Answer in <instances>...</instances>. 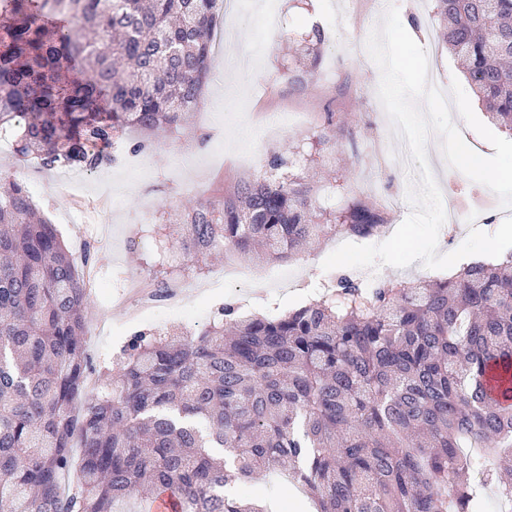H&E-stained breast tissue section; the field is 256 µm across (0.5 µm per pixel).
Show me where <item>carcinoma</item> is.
I'll use <instances>...</instances> for the list:
<instances>
[{"label":"carcinoma","instance_id":"carcinoma-1","mask_svg":"<svg viewBox=\"0 0 512 512\" xmlns=\"http://www.w3.org/2000/svg\"><path fill=\"white\" fill-rule=\"evenodd\" d=\"M217 0H0V129L45 169L106 161L120 127H175L210 72ZM441 40L512 132V0H435ZM323 31L300 51L317 63ZM77 65L65 79L61 63ZM326 215L295 175L257 178L183 215L196 261L219 247L284 261ZM354 201L332 227L368 237ZM90 288L27 187L0 194V512H267L225 492L280 462L317 512H478L512 502V254L455 277L367 289L275 317L224 306L201 334L133 336L87 390ZM502 380L491 388V371ZM483 450L481 465L462 452Z\"/></svg>","mask_w":512,"mask_h":512}]
</instances>
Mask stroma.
Segmentation results:
<instances>
[{
    "label": "stroma",
    "mask_w": 512,
    "mask_h": 512,
    "mask_svg": "<svg viewBox=\"0 0 512 512\" xmlns=\"http://www.w3.org/2000/svg\"><path fill=\"white\" fill-rule=\"evenodd\" d=\"M235 16H221L214 38L205 100L189 112L183 126L148 135L142 156L145 175L101 167L79 179L75 170L41 169L21 159L10 146L0 147V191L17 181L27 186L40 213L55 224L75 258H87L99 286L92 289L84 329L92 377L108 383L112 365L134 333L170 336L201 332L222 322L224 304L240 306L232 290L212 293L204 284L227 267L252 270L249 312L277 315L321 299L328 278L347 276L359 283L394 280L410 286L441 278L421 263L397 269L336 268L323 271V260L348 238L328 233L312 249L286 261L244 259L216 251L195 262L183 247L181 214L185 207L216 200L247 180L264 176L276 154L302 177L323 207L337 210L353 200L384 204L385 227L372 243L386 241L408 216L406 191L417 174L412 163L397 164L387 139L388 116L374 90L380 71L365 49L387 5H395L403 26L426 50L429 75L443 86L462 78L463 68L439 42L434 0H280L283 26L267 37L263 0H239ZM322 20L324 42L316 65L297 62L295 48L313 20ZM238 70V90L224 93V69ZM333 111L339 125L325 122ZM287 122L272 126L277 114ZM260 130L257 140L241 137L243 128ZM82 182V207H75L71 184ZM436 180L443 197L464 206H480L473 225L494 233L501 219L496 195L465 175L439 167ZM142 279L195 294L203 314L193 323L180 311L159 303L149 320L130 319L113 297L125 281ZM279 470L259 473L234 487L237 497L284 503L287 512H304Z\"/></svg>",
    "instance_id": "stroma-1"
}]
</instances>
